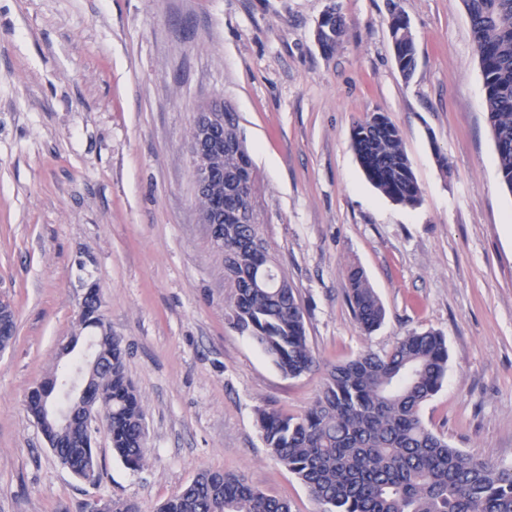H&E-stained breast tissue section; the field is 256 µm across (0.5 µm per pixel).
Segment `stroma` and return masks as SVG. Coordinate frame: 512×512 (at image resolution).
Masks as SVG:
<instances>
[{"mask_svg":"<svg viewBox=\"0 0 512 512\" xmlns=\"http://www.w3.org/2000/svg\"><path fill=\"white\" fill-rule=\"evenodd\" d=\"M331 1L344 33L325 53L314 29ZM394 10L417 44L408 80ZM216 98L240 117L263 237L305 307L318 366L297 378L231 326L224 264L198 221L188 142ZM373 112L401 132L419 206L383 196L359 165L351 133ZM353 266L385 308L370 334L348 301ZM92 284L142 400L148 458L128 468L99 431L90 483L25 404L80 334ZM1 299L17 331L0 353V512L111 499L158 512L204 469L317 512L268 453L258 408L302 414L327 368L412 330L448 345L428 428L512 466V193L462 0H0ZM389 31L398 68L405 79H410L416 67L417 47L408 19L400 13L393 12L389 21Z\"/></svg>","mask_w":512,"mask_h":512,"instance_id":"1","label":"stroma"}]
</instances>
